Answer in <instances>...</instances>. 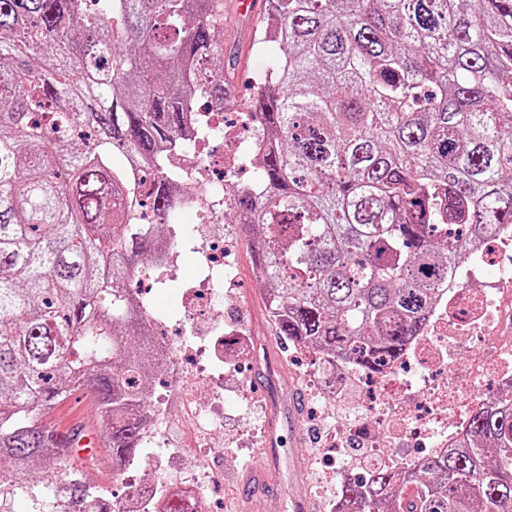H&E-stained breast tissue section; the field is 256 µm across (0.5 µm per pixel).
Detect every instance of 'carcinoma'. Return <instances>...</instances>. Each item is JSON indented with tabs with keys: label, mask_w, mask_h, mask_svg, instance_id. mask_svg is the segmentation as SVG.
<instances>
[{
	"label": "carcinoma",
	"mask_w": 512,
	"mask_h": 512,
	"mask_svg": "<svg viewBox=\"0 0 512 512\" xmlns=\"http://www.w3.org/2000/svg\"><path fill=\"white\" fill-rule=\"evenodd\" d=\"M87 2L0 0V512L62 470L84 512L86 470L47 422L75 389L113 464L144 447L167 363L126 284L164 246L188 115L205 141L232 90L224 0ZM265 2L285 56L246 106L257 181L224 210L278 335L373 372L424 328L466 236L512 225V0ZM411 483L406 512H512V395L418 471L342 485L334 512H401ZM141 512L187 510L159 483Z\"/></svg>",
	"instance_id": "cac0c4a2"
}]
</instances>
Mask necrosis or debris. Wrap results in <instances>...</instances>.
Here are the masks:
<instances>
[{"label":"necrosis or debris","instance_id":"4bbe7bcc","mask_svg":"<svg viewBox=\"0 0 512 512\" xmlns=\"http://www.w3.org/2000/svg\"><path fill=\"white\" fill-rule=\"evenodd\" d=\"M172 167L196 177L198 200L187 211L196 223H226L223 206L213 200L223 174L208 158L189 148L174 156ZM236 233L196 248L198 273L181 288L186 338L163 345L164 354L207 362L210 371L224 372V312L226 294L236 288ZM466 355L464 371H456L455 353ZM172 408L199 437L222 427L224 410L218 405L222 389H215L213 405L200 403L179 369H172ZM512 388V226L504 225L494 238L481 240L459 262L439 291L419 336L401 358L373 375L362 395V414L356 430L366 444L377 431H401L428 444L429 454L442 453L465 430L473 410L484 400L486 382Z\"/></svg>","mask_w":512,"mask_h":512}]
</instances>
